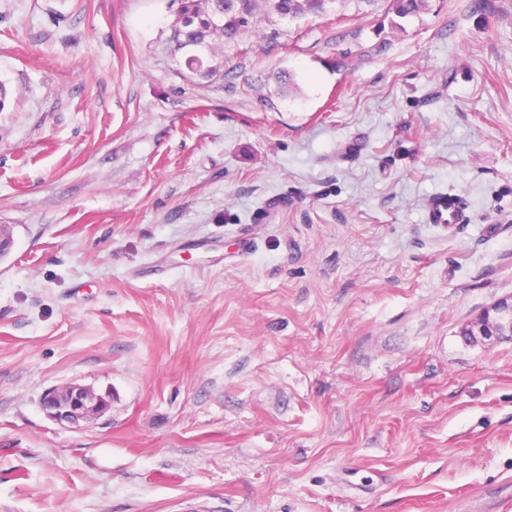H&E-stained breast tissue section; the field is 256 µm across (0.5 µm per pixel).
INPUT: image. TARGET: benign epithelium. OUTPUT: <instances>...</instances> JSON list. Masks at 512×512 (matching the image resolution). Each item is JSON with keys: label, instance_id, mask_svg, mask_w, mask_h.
I'll return each mask as SVG.
<instances>
[{"label": "benign epithelium", "instance_id": "7a95c632", "mask_svg": "<svg viewBox=\"0 0 512 512\" xmlns=\"http://www.w3.org/2000/svg\"><path fill=\"white\" fill-rule=\"evenodd\" d=\"M471 339L507 336L512 339V295L488 307L473 323L463 327ZM42 407L49 418L71 428H79L103 414L109 407L107 396L94 389L67 383L48 390L42 398Z\"/></svg>", "mask_w": 512, "mask_h": 512}]
</instances>
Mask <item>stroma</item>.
<instances>
[{"instance_id": "35a3bbf8", "label": "stroma", "mask_w": 512, "mask_h": 512, "mask_svg": "<svg viewBox=\"0 0 512 512\" xmlns=\"http://www.w3.org/2000/svg\"><path fill=\"white\" fill-rule=\"evenodd\" d=\"M177 8L0 0V512H512V0ZM331 0H179L171 48L181 54L189 79L224 77V46L247 30L261 7L298 20L325 12ZM426 214L428 223L448 227L460 224L465 219L457 195L447 192H438L429 197L426 203ZM463 333L470 339L500 338L512 339V295L502 298L488 307L480 317L463 327ZM42 407L58 424L79 428L82 423L103 414L109 407V400L90 387L67 383L48 390L42 398Z\"/></svg>"}]
</instances>
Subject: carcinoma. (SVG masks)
<instances>
[{
    "mask_svg": "<svg viewBox=\"0 0 512 512\" xmlns=\"http://www.w3.org/2000/svg\"><path fill=\"white\" fill-rule=\"evenodd\" d=\"M329 0H179L171 48L182 56L188 78L213 81L224 76V46L247 30L260 8L303 19L326 11Z\"/></svg>",
    "mask_w": 512,
    "mask_h": 512,
    "instance_id": "carcinoma-1",
    "label": "carcinoma"
}]
</instances>
